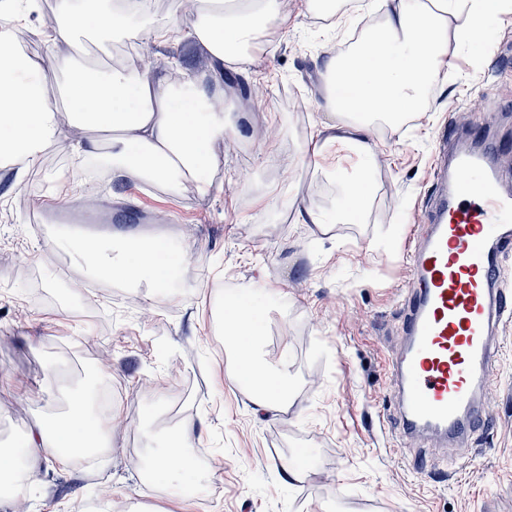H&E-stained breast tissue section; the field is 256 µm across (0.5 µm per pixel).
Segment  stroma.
Listing matches in <instances>:
<instances>
[{"label":"stroma","instance_id":"1","mask_svg":"<svg viewBox=\"0 0 512 512\" xmlns=\"http://www.w3.org/2000/svg\"><path fill=\"white\" fill-rule=\"evenodd\" d=\"M288 16L287 27L260 30L244 79L226 93L228 120L242 134L212 145L218 167L202 175L206 194L142 183L98 195L105 211L175 216L172 224L115 222L97 237L160 238L169 259L188 269L184 289L89 275L49 225L29 223L28 175L0 164V176H12L0 189V423L25 438L101 379L124 419L97 463L41 462L34 492L12 503L0 497V512H482L488 503L512 512V329L477 456L451 479L443 474L451 449L402 446L385 366L402 335L401 243L431 189L437 133L482 124L512 137V72L487 85L480 40L451 41L431 88L434 111L416 112L398 133L378 131L368 217L337 224L336 184L323 160L304 155L314 130L334 134L318 91L332 37L304 0H291ZM146 22L178 26L183 37L100 42L99 69L111 70L129 46L163 69L193 44L179 0L153 7ZM300 204L324 212L327 230L296 223ZM228 282L255 314L264 359L290 363L287 412H256L251 388L226 375L231 361L213 342V288ZM177 393L188 396L181 422L209 467L189 460L190 486L173 494L145 482L144 469L158 439L174 433L160 411ZM286 461L303 471L301 481L285 480ZM62 474L69 489L47 498L44 487Z\"/></svg>","mask_w":512,"mask_h":512}]
</instances>
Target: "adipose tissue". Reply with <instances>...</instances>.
Segmentation results:
<instances>
[{
  "instance_id": "obj_1",
  "label": "adipose tissue",
  "mask_w": 512,
  "mask_h": 512,
  "mask_svg": "<svg viewBox=\"0 0 512 512\" xmlns=\"http://www.w3.org/2000/svg\"><path fill=\"white\" fill-rule=\"evenodd\" d=\"M147 0H56L53 22L30 26L18 0L0 13V161L34 167L46 146L68 151L83 161L100 153L97 131L112 133V179L124 182L168 183L177 189L206 193L199 178L212 168L208 146L234 137L224 119V87L211 73L191 80L189 105L175 102L177 86L170 70L149 66L137 71L115 69L101 74L84 68L69 92L66 120L46 100L40 80L46 71L69 68V59L49 52L28 57L15 49L13 30L30 26L32 34L54 46L71 44L78 37L135 33L143 42L172 38L176 27L152 29L138 26ZM512 11V0H381L382 22L345 57L328 56L320 77L326 87L324 109L334 117L337 135L328 143L309 139L304 152L324 156L328 147L355 156L361 169L355 178L337 177L336 193L342 199L336 221L351 223L371 205L370 177L366 166L374 158L376 129L386 125L399 132L406 117L418 109L422 92L448 53L449 37L472 38L486 26L489 12ZM194 36L218 63L240 70L259 22L287 25L282 0H196ZM97 277L136 285L162 281L169 266L159 244L147 241L111 244L96 240L72 241ZM249 312L234 311L224 321L231 335L241 337L237 355L253 367L254 404L260 410L286 408L293 389L287 362L268 367L258 354V335L251 332ZM111 431L91 417V402L80 394L60 417L40 420L25 437L31 466L46 458L68 463L75 449L108 448ZM191 428L165 442L151 465L167 487L179 491L185 480L182 468L169 464L173 455L193 447Z\"/></svg>"
}]
</instances>
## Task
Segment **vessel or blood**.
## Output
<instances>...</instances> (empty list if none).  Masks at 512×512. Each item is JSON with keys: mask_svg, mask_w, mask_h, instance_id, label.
<instances>
[{"mask_svg": "<svg viewBox=\"0 0 512 512\" xmlns=\"http://www.w3.org/2000/svg\"><path fill=\"white\" fill-rule=\"evenodd\" d=\"M505 141L476 128L439 134L433 191L404 243L408 280L401 347L387 362L404 445L429 440L471 459L512 325V175Z\"/></svg>", "mask_w": 512, "mask_h": 512, "instance_id": "1", "label": "vessel or blood"}]
</instances>
